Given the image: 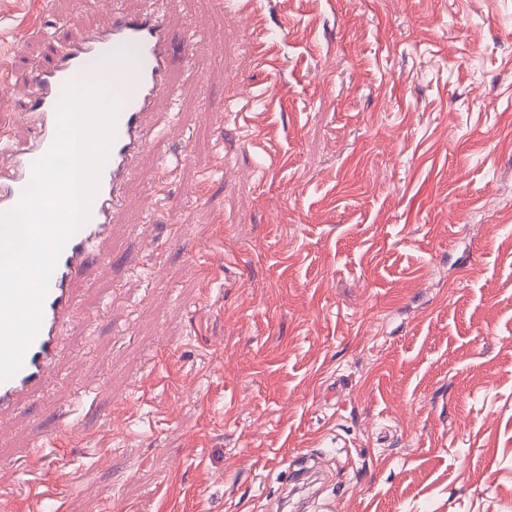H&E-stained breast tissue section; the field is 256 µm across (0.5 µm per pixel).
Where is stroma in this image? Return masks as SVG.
Segmentation results:
<instances>
[{"instance_id":"stroma-1","label":"stroma","mask_w":512,"mask_h":512,"mask_svg":"<svg viewBox=\"0 0 512 512\" xmlns=\"http://www.w3.org/2000/svg\"><path fill=\"white\" fill-rule=\"evenodd\" d=\"M49 7L20 45L38 0H0L16 80L78 35ZM256 8L271 72L224 0H169L179 123L0 466L90 394L58 512H512V0Z\"/></svg>"}]
</instances>
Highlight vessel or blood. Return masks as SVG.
<instances>
[{"mask_svg": "<svg viewBox=\"0 0 512 512\" xmlns=\"http://www.w3.org/2000/svg\"><path fill=\"white\" fill-rule=\"evenodd\" d=\"M166 0H154L150 9L135 15L116 13L106 27L85 29L81 12L68 19L79 36L65 43L56 61L33 71L16 84L7 62H0V90L18 89L28 106L22 116L30 134L15 138L0 129V212L15 207L32 177L33 163L50 148L56 131V106L64 85L83 73H96L111 84L122 99L116 133L91 200L89 220L65 243L49 280L42 303L40 330L26 349L22 366L0 382V415L19 409L48 384L58 361L68 328L82 319L77 283L90 265L106 267L108 255L101 250L119 220L128 184L135 173L137 156L151 143L149 119L160 103L174 104L178 91L170 81L173 64L172 37L164 23ZM41 449L15 460L10 475H0V499L10 489L24 490L34 508L56 499L34 459Z\"/></svg>", "mask_w": 512, "mask_h": 512, "instance_id": "obj_1", "label": "vessel or blood"}]
</instances>
